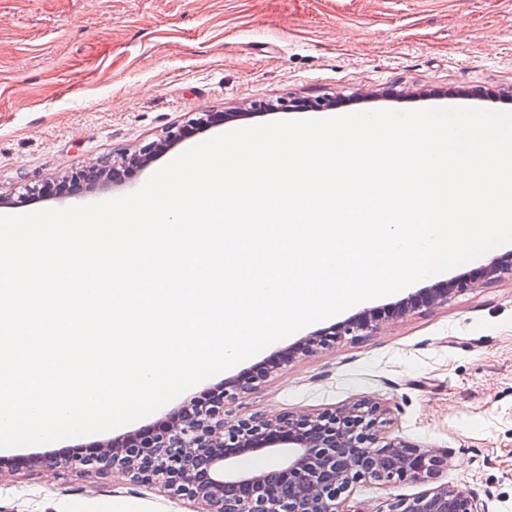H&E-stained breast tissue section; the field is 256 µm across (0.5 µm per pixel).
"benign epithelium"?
<instances>
[{"instance_id": "obj_1", "label": "benign epithelium", "mask_w": 512, "mask_h": 512, "mask_svg": "<svg viewBox=\"0 0 512 512\" xmlns=\"http://www.w3.org/2000/svg\"><path fill=\"white\" fill-rule=\"evenodd\" d=\"M326 100L281 98L254 104V112L320 110ZM243 112H201L171 126L158 141L139 153L123 157L104 169H77L70 178L93 183L106 173L130 177L183 141L212 127L222 126ZM64 192L59 183L46 181L26 187L13 201L25 206L35 199L50 200ZM502 274L512 275V251L497 254L466 275L409 294L400 302L357 313L349 320L314 333L270 357L257 370L244 371L224 387L183 405L177 416L163 419L118 437L109 447L99 443L77 448L64 459L74 469L98 472L120 470L131 480L156 485L193 500L194 512H361L350 504L352 484L366 478L385 485L405 481L431 482L447 463L448 454L424 449L393 438L381 446L377 427L383 413L377 402L359 401L318 412H285L274 418L251 416L230 424L224 421L230 391L244 393L255 383L282 369L299 355L332 346L343 336L368 335L383 323L423 308L448 303V298L474 284ZM288 450V459L274 473L235 468L234 459L250 451ZM387 512H483L466 492L440 485L413 497H398Z\"/></svg>"}]
</instances>
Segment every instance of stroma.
Wrapping results in <instances>:
<instances>
[{
    "label": "stroma",
    "mask_w": 512,
    "mask_h": 512,
    "mask_svg": "<svg viewBox=\"0 0 512 512\" xmlns=\"http://www.w3.org/2000/svg\"><path fill=\"white\" fill-rule=\"evenodd\" d=\"M512 0H0V215L26 185L159 140L195 112L261 123L251 103L352 100L351 112L502 109ZM381 402L380 434L447 451L436 484L512 512V275L302 355L224 419ZM353 485L361 512L424 491ZM114 471L0 468V512H192Z\"/></svg>",
    "instance_id": "35a3bbf8"
}]
</instances>
